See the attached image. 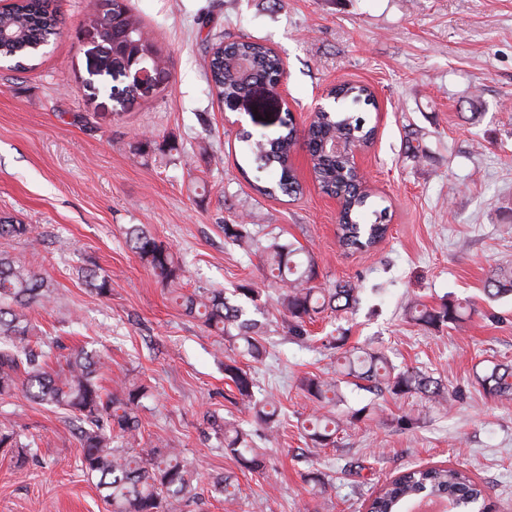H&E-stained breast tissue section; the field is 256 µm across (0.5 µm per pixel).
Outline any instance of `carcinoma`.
I'll return each mask as SVG.
<instances>
[{
	"mask_svg": "<svg viewBox=\"0 0 512 512\" xmlns=\"http://www.w3.org/2000/svg\"><path fill=\"white\" fill-rule=\"evenodd\" d=\"M112 40L117 50L134 67L142 59L161 60L154 39L147 36L139 22L129 13L126 0H112ZM62 19L51 7V0H14L10 8L0 12V61L16 70L38 56L36 45L54 35ZM206 69L218 98L232 103L247 97L260 78L269 80L284 73L282 60L264 44L241 38L219 42L205 49ZM337 102H348L347 109H334L317 114L307 129L298 132L290 113L279 118L280 133L271 139L254 142L251 149L257 169L269 175V185L256 186L270 195L279 191L293 196L301 193V185L290 165V154L298 141H303L311 162L315 181L328 195L342 194L344 208L339 219V244L353 252L369 251L382 241L387 232L386 210L373 211L374 221L360 222L368 209L369 195L361 187L346 155L336 151L338 142L366 144L374 138V128L360 115L361 105L373 104V95L363 85L345 83L330 91ZM36 228L12 216L0 215V237L31 238ZM224 238L239 246L261 251L270 275L283 283L277 304L288 318V331L304 336L306 324L326 309H348L359 300L360 289L349 281L333 288L314 284L315 264L311 258H299L301 249L272 238L264 245L253 244L244 224L224 225ZM132 251L152 269L165 287L175 294V302L186 315L202 320L210 329L235 341L243 342V352L258 359L266 353L260 341L259 328L245 311L233 305L219 289L194 291L177 289L184 270L163 242L140 227L127 232ZM88 290L101 297L112 291V277L98 268L81 271ZM485 295L499 300L512 295V265L491 271ZM57 299L51 278L33 261L0 254V396H8L20 388L41 405L67 410L82 425L77 435L82 448L81 467L97 478L106 512H186L190 504L200 503L196 477L190 464L174 448L141 447V423L138 410L147 394V386L124 380L114 390L106 391L98 382L100 359L85 350H75L58 369H48L45 357L56 342L43 343L44 349L30 347L34 327L29 317L34 306L44 307ZM465 311L453 300L436 308L414 310L412 319L427 328L439 330L464 320ZM341 352L337 378L317 375L300 379L299 388L320 407L342 402L340 384L350 379L363 380L376 392L396 396L421 393L440 402L445 399L441 384L432 376L414 368H396L378 350L346 347V337L329 342ZM224 376L234 386V403L253 413L256 420L270 424L277 409L272 402L255 397V379L239 366L236 358L224 357ZM483 392L494 399L512 398V367L495 365L477 378ZM369 406L349 408L339 414L315 412L308 419L309 437L316 448L336 445L339 433L370 419ZM224 436V451L254 471L263 469V461L250 446L249 434L236 427L215 425ZM8 448L18 460L27 458L30 444L10 427L0 424V450ZM439 502L450 512H492L484 486L465 471L442 466L416 468L402 473L386 484L372 499L368 512H410L417 503Z\"/></svg>",
	"mask_w": 512,
	"mask_h": 512,
	"instance_id": "1",
	"label": "carcinoma"
}]
</instances>
